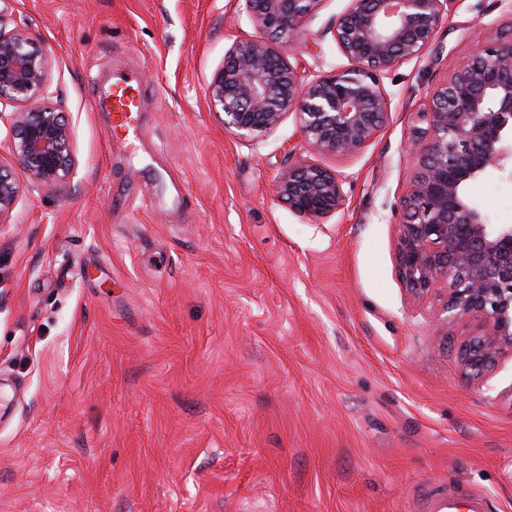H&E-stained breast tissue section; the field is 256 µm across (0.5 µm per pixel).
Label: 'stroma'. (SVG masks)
I'll list each match as a JSON object with an SVG mask.
<instances>
[{
    "mask_svg": "<svg viewBox=\"0 0 512 512\" xmlns=\"http://www.w3.org/2000/svg\"><path fill=\"white\" fill-rule=\"evenodd\" d=\"M348 5L298 30L305 80L346 66ZM490 24L512 38L499 0H454L383 75L384 127L339 157L295 115L241 138L209 110L225 51L266 37L242 0H12L1 26L47 50L74 167L0 226V512H420L423 489L512 512V355L466 380L469 325L396 262L426 93ZM125 76L145 97L132 149L100 104ZM296 159L339 175L343 209L277 198ZM465 193L512 224V179Z\"/></svg>",
    "mask_w": 512,
    "mask_h": 512,
    "instance_id": "1",
    "label": "stroma"
}]
</instances>
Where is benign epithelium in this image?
<instances>
[{"mask_svg":"<svg viewBox=\"0 0 512 512\" xmlns=\"http://www.w3.org/2000/svg\"><path fill=\"white\" fill-rule=\"evenodd\" d=\"M321 2L244 0L268 39L234 44L208 84L209 109L224 115L225 130L257 137L293 112L309 149L360 152L389 114L382 76L434 44L450 0H350L333 27L348 66L305 82L290 61L293 35ZM425 115L430 131L411 141L417 170L401 201L399 273L412 295L445 297L446 322H477L459 359L465 375L479 380L512 354V225L489 223L464 187L492 171L512 177V39L489 33L483 49L427 92ZM0 124L30 186L67 181L74 164L70 121L53 103L47 53L20 31L0 32ZM275 190L310 218L345 203L341 179L303 161L288 165ZM21 192L12 165L0 160L1 225Z\"/></svg>","mask_w":512,"mask_h":512,"instance_id":"7a95c632","label":"benign epithelium"}]
</instances>
